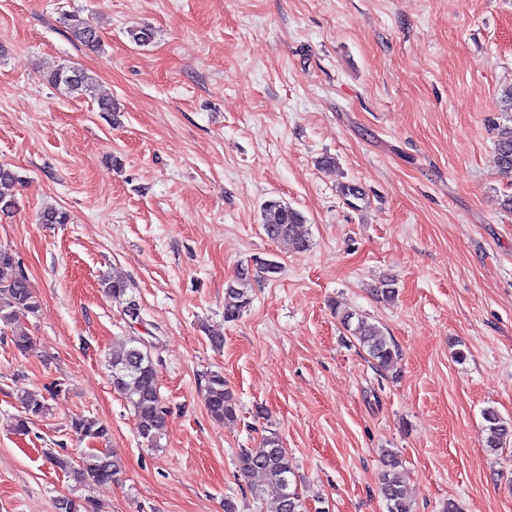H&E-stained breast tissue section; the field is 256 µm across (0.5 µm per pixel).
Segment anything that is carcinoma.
<instances>
[{"label": "carcinoma", "instance_id": "obj_1", "mask_svg": "<svg viewBox=\"0 0 512 512\" xmlns=\"http://www.w3.org/2000/svg\"><path fill=\"white\" fill-rule=\"evenodd\" d=\"M74 37L87 48L100 46L97 27L80 16L73 14L66 18ZM46 81L67 95L95 96L93 78L74 66H58L50 70ZM504 111L508 112L504 122L495 125L494 148L499 170L512 177V86L503 92ZM18 182L16 173L0 165V213H9L16 208V200L10 192ZM262 227L267 236L285 243L294 252H304L311 246L310 240L302 231L304 216L290 206L275 199L267 200L261 207ZM101 288L115 299H122L130 288L121 278L101 279ZM252 302L250 279L241 273L229 282L224 289V319L237 320L248 310ZM41 305L36 299L24 273L17 269L11 252L0 248V322L12 330L16 348L27 351L32 337L23 326L27 316H36ZM344 325L360 346L383 370L394 367L399 357L398 349L389 341L379 326L371 323L368 317L346 313L342 316ZM112 386L123 394L131 404L138 435L146 442L155 444L166 431V413L161 406L157 371L149 352L137 347H123L112 352L110 362ZM205 403L211 417L223 422L236 416L238 404L234 393L224 382L219 372L207 376ZM25 414L15 424V430L24 433L28 430L31 418L45 411V404L37 399H22ZM486 432L485 446L497 451L512 439V421H507L493 408L483 412ZM71 431L80 439L104 441L109 430L102 422L85 416H75L70 421ZM238 465L242 475L257 474L262 484L251 485V492L258 497L265 485L279 491V512H306V507L293 487L294 466L288 449L284 448L277 434L263 438L257 448H243L238 455ZM385 470L381 474L380 493L386 502L387 512H411L406 498L405 482L401 471L402 461L393 451L384 455ZM120 464L108 452L96 448L88 451L82 467L75 471L77 481L86 485H100L112 482L120 473ZM58 512H90V500L63 498L56 502Z\"/></svg>", "mask_w": 512, "mask_h": 512}]
</instances>
